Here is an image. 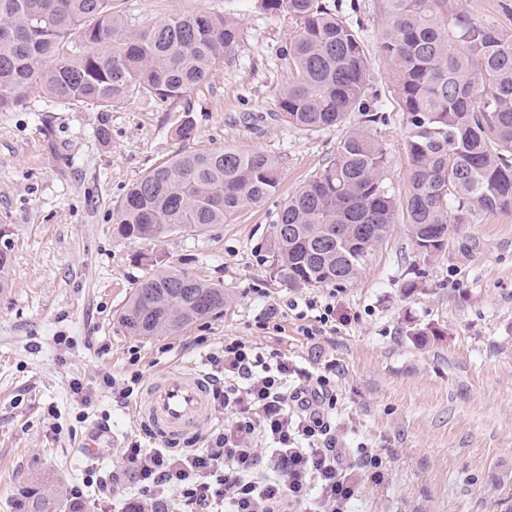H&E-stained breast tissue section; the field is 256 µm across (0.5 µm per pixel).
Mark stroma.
I'll use <instances>...</instances> for the list:
<instances>
[{
    "mask_svg": "<svg viewBox=\"0 0 512 512\" xmlns=\"http://www.w3.org/2000/svg\"><path fill=\"white\" fill-rule=\"evenodd\" d=\"M342 3L360 17L371 79L386 90L392 65L379 52L381 0ZM113 7L133 33L209 12L237 19L243 39L187 100L135 96L103 112L36 85L23 107L0 112V232L13 258V284L0 293V512H21L19 492L35 481L66 501L81 488L84 512H125V501L102 502L98 484L127 441L151 442L133 412L136 395L175 365L205 369L228 336L287 356L296 383L332 367L328 419L344 462L364 448L382 461V480L360 487L358 512H512V210L473 213L430 259L417 254L405 224H394L354 282L288 287L265 261L270 226L283 197L324 166L347 132H309L277 116L292 77L280 54L294 22L261 0ZM187 116L196 149L275 156L278 193L201 235L121 238L117 205L181 148L174 130ZM387 120L389 176L401 190L403 119L391 109ZM171 269L223 284L231 298L223 315L169 335L129 334L118 321L128 298L146 276ZM312 297L334 309L315 338L298 316ZM272 307L279 330L258 329ZM414 326L432 330L425 346L411 336ZM133 376L134 398L117 404L107 379ZM75 380L85 399L73 394ZM97 430L107 433L101 452L82 456L77 445Z\"/></svg>",
    "mask_w": 512,
    "mask_h": 512,
    "instance_id": "35a3bbf8",
    "label": "stroma"
}]
</instances>
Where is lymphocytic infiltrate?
<instances>
[{
	"label": "lymphocytic infiltrate",
	"mask_w": 512,
	"mask_h": 512,
	"mask_svg": "<svg viewBox=\"0 0 512 512\" xmlns=\"http://www.w3.org/2000/svg\"><path fill=\"white\" fill-rule=\"evenodd\" d=\"M214 411L223 418L199 448L174 455L128 442L120 469L157 512L179 492L183 512H351L364 476L381 460L364 450L345 465L326 412L336 396L329 375L289 387L293 369L281 355L228 337L210 356Z\"/></svg>",
	"instance_id": "obj_1"
}]
</instances>
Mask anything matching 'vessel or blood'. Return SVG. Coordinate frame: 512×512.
I'll return each instance as SVG.
<instances>
[{
  "label": "vessel or blood",
  "instance_id": "obj_1",
  "mask_svg": "<svg viewBox=\"0 0 512 512\" xmlns=\"http://www.w3.org/2000/svg\"><path fill=\"white\" fill-rule=\"evenodd\" d=\"M206 374L192 366L151 379L135 405L142 425L161 445L179 442L209 418Z\"/></svg>",
  "mask_w": 512,
  "mask_h": 512
}]
</instances>
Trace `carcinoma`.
Listing matches in <instances>:
<instances>
[{
	"label": "carcinoma",
	"instance_id": "carcinoma-1",
	"mask_svg": "<svg viewBox=\"0 0 512 512\" xmlns=\"http://www.w3.org/2000/svg\"><path fill=\"white\" fill-rule=\"evenodd\" d=\"M379 52L393 66L390 96L403 113L408 184L388 177L381 140L382 94L370 83L359 28L328 0H262L295 21L282 56L292 80L278 97L291 126L320 131L358 117L336 153L281 203L267 260L290 287L341 286L358 277L390 234L397 216L418 254L450 245L448 224L475 210L512 209V32L481 22L448 0H383ZM112 0H0V112L26 104L35 84L52 96L103 111L134 95L188 100L242 41L229 17L177 15L137 35H123ZM77 37L91 51L66 56ZM190 115L176 130L183 149L133 183L116 212V233L153 240L201 234L244 207L277 193L279 165L270 154L191 148ZM12 283L8 247L0 248V293ZM224 286L180 270L146 277L119 314L134 336L183 330L224 312ZM24 512H60L54 489H22Z\"/></svg>",
	"mask_w": 512,
	"mask_h": 512
}]
</instances>
